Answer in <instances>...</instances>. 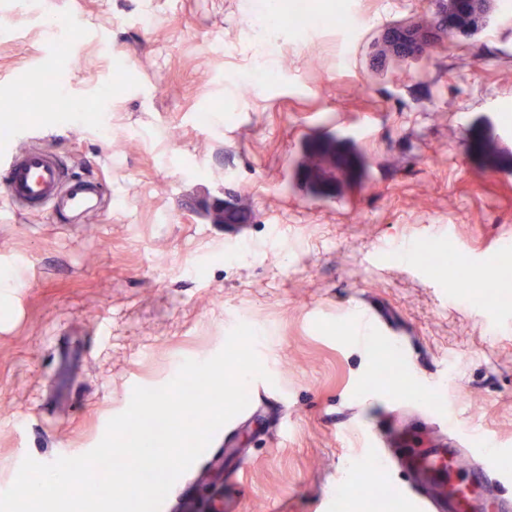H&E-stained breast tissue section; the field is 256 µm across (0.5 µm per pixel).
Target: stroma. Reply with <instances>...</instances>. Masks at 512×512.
<instances>
[{
	"instance_id": "1",
	"label": "stroma",
	"mask_w": 512,
	"mask_h": 512,
	"mask_svg": "<svg viewBox=\"0 0 512 512\" xmlns=\"http://www.w3.org/2000/svg\"><path fill=\"white\" fill-rule=\"evenodd\" d=\"M309 4L329 27L298 28L282 0H162L146 27L144 0H0V110L65 93L74 110L23 123L106 189L81 224L0 198V491L25 457L90 451L134 387L245 323L274 400L215 433L170 512L219 457L242 471L224 489L238 512H315L368 468L363 429L404 403L374 378L395 345L354 338L369 306L407 339L424 392L512 462V265L496 262L512 241V12L492 0L486 25L415 60L378 45L433 19L432 0H360L346 25L342 0ZM224 202L234 240L213 221ZM411 240L465 277L496 263L492 295L398 258Z\"/></svg>"
}]
</instances>
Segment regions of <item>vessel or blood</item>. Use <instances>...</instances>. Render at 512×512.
Wrapping results in <instances>:
<instances>
[{"label": "vessel or blood", "instance_id": "vessel-or-blood-1", "mask_svg": "<svg viewBox=\"0 0 512 512\" xmlns=\"http://www.w3.org/2000/svg\"><path fill=\"white\" fill-rule=\"evenodd\" d=\"M0 195L10 206L37 211L51 208L81 215L99 211L102 189L85 179H66L61 160L49 149L7 147L0 150ZM388 328L374 309L358 323V335L375 343ZM455 407L429 411L436 443L415 447L398 435L368 427L369 455L384 468L398 466L413 477L399 492L416 512H512V499L498 489L512 481V471L502 468L501 448L487 438H474L457 422Z\"/></svg>", "mask_w": 512, "mask_h": 512}]
</instances>
